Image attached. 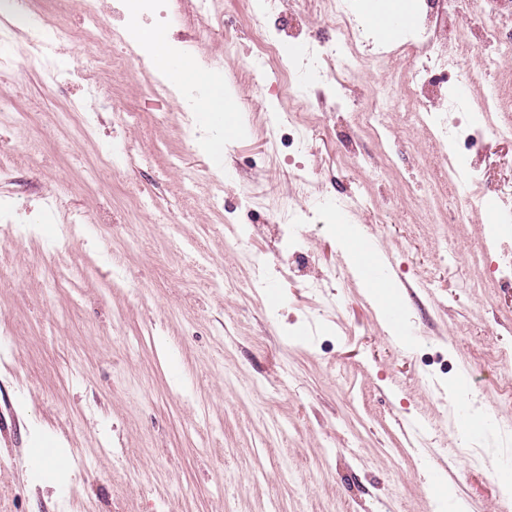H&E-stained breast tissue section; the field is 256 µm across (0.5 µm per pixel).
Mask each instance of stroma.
I'll use <instances>...</instances> for the list:
<instances>
[{
	"mask_svg": "<svg viewBox=\"0 0 512 512\" xmlns=\"http://www.w3.org/2000/svg\"><path fill=\"white\" fill-rule=\"evenodd\" d=\"M238 19L236 53L224 28L184 55L240 72L267 29L304 14L330 29L318 0H286L280 17L219 0ZM411 56L350 73L354 112L309 115V149L266 158L265 114L287 109L262 74L225 82L245 135L210 147L182 136L183 113L148 94L168 72L153 63L113 77L117 111L98 115L92 139L60 126L62 99L36 72L0 95V144L18 150L0 173V410L13 406L12 455L0 460V512H512V288L492 273L512 255V224L490 234L481 205L512 184V141L490 140L473 162L486 189L440 184L405 193L420 161L441 155L429 124L387 137L408 145L383 161L355 111L380 85L404 92ZM26 112L31 122L16 125ZM132 145L113 169L112 144ZM363 192L346 226L305 227L302 257L282 258L269 209L293 187ZM308 194V195H309ZM376 243L390 292L414 334L382 325L380 302L344 257L346 237ZM264 255L279 284L269 300L248 259ZM469 383H462V371ZM478 427L455 451L448 412ZM424 425L412 449L406 421ZM54 440L72 469L40 489L30 452ZM441 479H432L433 470Z\"/></svg>",
	"mask_w": 512,
	"mask_h": 512,
	"instance_id": "35a3bbf8",
	"label": "stroma"
}]
</instances>
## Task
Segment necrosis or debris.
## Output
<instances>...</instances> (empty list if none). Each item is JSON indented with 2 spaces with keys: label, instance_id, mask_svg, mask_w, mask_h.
<instances>
[{
  "label": "necrosis or debris",
  "instance_id": "obj_1",
  "mask_svg": "<svg viewBox=\"0 0 512 512\" xmlns=\"http://www.w3.org/2000/svg\"><path fill=\"white\" fill-rule=\"evenodd\" d=\"M60 11L73 12L81 8L93 29L84 37H77L68 24L46 26L38 14H22L12 7V0H0V75L13 77L17 59H24L27 68L40 71L48 87L66 91L68 78L55 68L48 54L49 48L61 44L81 43L85 56H96L101 43L121 46L120 54L113 56L111 68L87 67L78 73L81 96L67 99L66 109L59 114L63 124L79 119L84 136L93 132V113L86 106L97 103L109 94L106 74H122L129 65L142 60L125 29L112 25L114 8L136 9L147 13L153 10V0H53ZM321 7L336 25L332 37L308 31L306 55L298 59L288 52V42L280 30L261 34L253 56V68L271 70L279 78V89L294 100V110L267 114L269 127L268 149L278 154L284 151L303 152L308 144V124L302 113L308 109L322 108L325 100H333L337 110L348 108V99L342 87L324 79L326 70L349 72L365 63L383 65L395 54L412 51L415 68L409 98L412 105H405L404 97L395 91L383 89L375 94L366 110L359 112L361 127L378 133L383 127L385 113H400L406 129H413L422 122L432 123L436 137L448 149L453 160L448 166L432 169L424 166V180L438 179L448 186L479 184L483 177L471 166L473 153L485 146L489 137H512V74L499 67V60L512 55V27H504L495 15L483 10L470 13L465 23L459 24L453 35H446L441 21L437 20L439 0H421L418 21L403 41L389 48L377 46L373 37L358 23L359 0H320ZM479 33L482 41L494 46L495 55L482 59L480 68L486 74L480 82V94L473 111H466L456 95L459 81L454 73L457 68L452 48L455 43H466L470 34ZM281 242L289 256H296L300 247V228L308 223L314 209L295 208L288 197L279 198L272 207Z\"/></svg>",
  "mask_w": 512,
  "mask_h": 512
}]
</instances>
